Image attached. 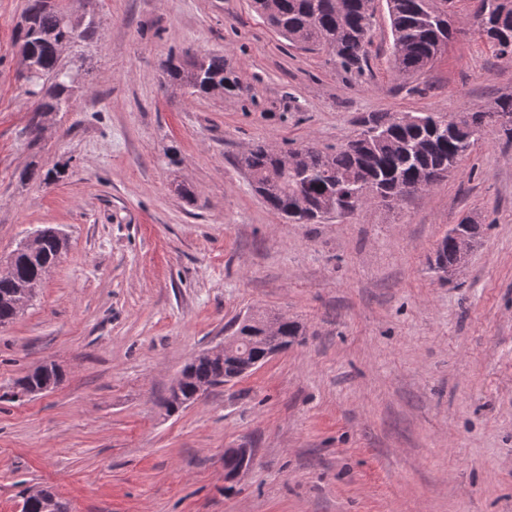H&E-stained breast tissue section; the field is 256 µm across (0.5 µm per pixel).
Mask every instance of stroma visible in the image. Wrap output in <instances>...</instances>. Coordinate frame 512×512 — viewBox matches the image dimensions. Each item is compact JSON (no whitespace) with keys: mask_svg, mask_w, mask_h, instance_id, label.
Wrapping results in <instances>:
<instances>
[{"mask_svg":"<svg viewBox=\"0 0 512 512\" xmlns=\"http://www.w3.org/2000/svg\"><path fill=\"white\" fill-rule=\"evenodd\" d=\"M83 79L30 129L0 0V254L46 226L66 246L0 326V512L53 489L72 512H512V143L486 128L429 191L294 224L238 156L257 142L331 151L371 112L475 111L512 95V59L455 35L418 76L389 69L375 0L362 74L288 43L250 0H55ZM219 53L238 87L196 96L169 58ZM481 226L448 279L430 268L462 218ZM251 314L300 343L167 414L176 376ZM55 363L51 392L16 398ZM253 466L224 491V452Z\"/></svg>","mask_w":512,"mask_h":512,"instance_id":"obj_1","label":"stroma"}]
</instances>
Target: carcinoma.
<instances>
[{
	"label": "carcinoma",
	"mask_w": 512,
	"mask_h": 512,
	"mask_svg": "<svg viewBox=\"0 0 512 512\" xmlns=\"http://www.w3.org/2000/svg\"><path fill=\"white\" fill-rule=\"evenodd\" d=\"M371 0H253L255 9L289 42L305 49H328L345 73H360L367 65L373 36ZM453 0H386L393 38L391 67L397 76L422 73L437 58L439 44L448 42L456 30L448 26ZM65 13L52 0H28L25 25L18 35L23 60L36 67L40 82L25 90L34 98L32 112H59L68 103L70 82L67 69L56 55L58 44L71 35L62 23ZM471 27L491 43L501 56L512 55V9L502 13L499 0H473ZM168 81L190 86L199 95H210L219 86L225 93L237 87L233 70L224 55L207 54L195 71L170 66ZM421 123L402 126L394 115L370 113L359 121V131L334 152L307 143L284 166L276 151L263 144L253 145L238 159L264 201L289 220L311 224L323 217L322 207L336 203V209L350 215L375 200L389 202L414 194V180L424 178L428 187L448 173L477 143L483 126L495 124L512 142V96L499 98L488 111L463 112L453 123L429 113ZM62 249L53 234L43 239L39 255L19 259L15 274L0 279V325L18 316L12 303L17 286L40 280L45 265ZM458 261L448 237L438 244L434 265L444 271ZM278 334L263 329L264 320L240 323L246 360L266 361L271 350L287 347L302 335L298 322L273 318ZM235 368L220 358L203 357L191 366L190 381L180 395L166 399L167 412L185 401H195L197 391L224 383ZM62 373L48 365L38 366L20 379L30 390L56 385Z\"/></svg>",
	"instance_id": "1"
}]
</instances>
